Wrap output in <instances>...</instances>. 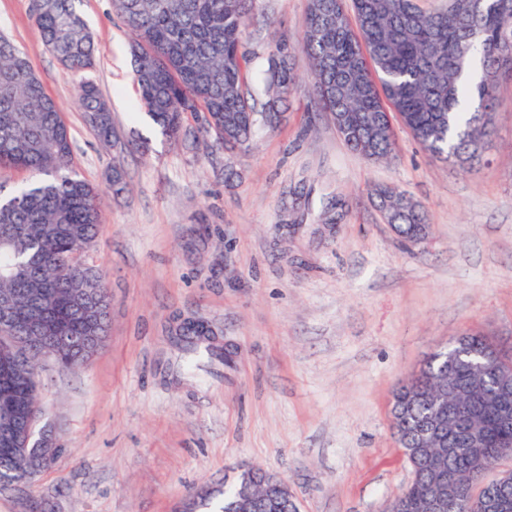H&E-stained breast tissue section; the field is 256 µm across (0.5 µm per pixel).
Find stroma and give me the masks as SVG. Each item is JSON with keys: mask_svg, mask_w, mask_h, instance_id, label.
<instances>
[{"mask_svg": "<svg viewBox=\"0 0 512 512\" xmlns=\"http://www.w3.org/2000/svg\"><path fill=\"white\" fill-rule=\"evenodd\" d=\"M307 3L256 0L254 96L278 37L307 75ZM77 8L117 147L85 123L32 0H0V33L55 100L74 167L100 194L104 222L82 259L104 274L110 328L86 366L44 372L62 452L31 485L0 487V512H27L32 496L48 512H179L199 485L246 467L283 476L301 512H385L413 477L393 435L394 389L463 332L512 349V74L496 87L495 141L467 170L398 121L394 159L366 160L304 84L281 124L231 157L195 123L179 141L163 136L139 103L111 0ZM116 166L129 184L118 197ZM380 184L422 207L426 241L403 248L372 201ZM180 318L207 322L230 365L184 371L170 334Z\"/></svg>", "mask_w": 512, "mask_h": 512, "instance_id": "obj_1", "label": "stroma"}]
</instances>
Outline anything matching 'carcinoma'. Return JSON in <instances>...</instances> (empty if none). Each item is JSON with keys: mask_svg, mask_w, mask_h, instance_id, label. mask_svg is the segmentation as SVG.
Here are the masks:
<instances>
[{"mask_svg": "<svg viewBox=\"0 0 512 512\" xmlns=\"http://www.w3.org/2000/svg\"><path fill=\"white\" fill-rule=\"evenodd\" d=\"M76 0H33L32 19L43 44L67 74L94 65L93 38L75 8ZM113 12L127 26L139 101L162 135L177 140L188 120L229 150L250 146L257 126L275 128L283 102L298 84L283 41L267 60L262 110L247 88L245 22L255 0H111ZM425 10L417 0H308L302 22L311 73L310 93L321 108L345 116L339 133L344 143L367 160L389 159L394 142L385 112L399 114L430 154L446 159L475 156L494 134L495 88L471 82L475 64L482 72H512V0H452ZM377 80L369 77V69ZM78 103L97 118L96 135L112 138V115L96 85L80 83ZM31 174L24 186L8 193L0 186V325L26 344L23 376L0 379L3 396L33 390L32 369L50 337L84 330L95 352L106 336L109 300L101 273L76 265L96 238L103 215L99 193L73 169V140L56 102L14 43L0 34V169ZM388 208L397 235L420 243L417 228L427 224L423 210L405 192L390 185L376 189ZM92 289L90 314L71 303L74 280ZM473 370L465 362L448 363L435 353L424 368L396 390L393 427L415 477L387 512H420L430 483L452 468L475 476L464 455L448 457V436L422 440L420 433L448 405V384L464 388ZM489 445L502 430L484 411L482 396L471 400ZM28 463L0 447V475L25 478ZM256 475L241 472L234 485L204 504L207 512H229Z\"/></svg>", "mask_w": 512, "mask_h": 512, "instance_id": "obj_1", "label": "carcinoma"}]
</instances>
